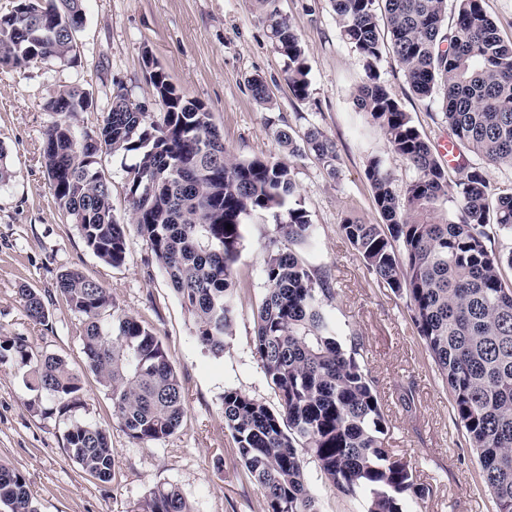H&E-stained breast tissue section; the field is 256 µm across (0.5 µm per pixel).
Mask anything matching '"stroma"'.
<instances>
[{"instance_id":"1","label":"stroma","mask_w":512,"mask_h":512,"mask_svg":"<svg viewBox=\"0 0 512 512\" xmlns=\"http://www.w3.org/2000/svg\"><path fill=\"white\" fill-rule=\"evenodd\" d=\"M275 5L305 49L310 87L303 99L288 86L284 60L259 21L254 0H84L78 64L49 59L22 70L0 65V147L11 170L9 181L0 184V338L22 336L34 354L64 358L83 386L81 406L62 414L50 396L27 385L26 368L0 363V462L26 477L37 512H133L162 484L178 487L194 512L264 510L262 492L224 423L222 396L236 388L268 405L277 403L253 353L254 316L266 288L261 271L276 236L272 216L255 214L242 227L235 329L223 355L215 357L198 344L189 314L130 222L125 169L134 156L102 157L112 182L114 218L126 227V258L116 267L101 261L59 211L42 164L43 134L57 119L45 103L62 87L91 94L92 108L74 120L84 131L101 124L119 85L158 117L144 66L149 55L173 84L207 105L233 155L290 161L313 224V240L299 253L333 283L336 295L326 310L338 339L362 343L359 360L381 394L388 422L386 447L410 459L419 483L429 489L415 512H493L478 479L479 460L453 421L448 391L404 300L376 281L339 231L349 215L371 224L382 221L365 176L371 157L385 158L398 183L412 172L357 110L354 91L366 74L340 35L331 0H276ZM377 70L421 134L440 144L448 135L440 100L416 96L391 51L383 52ZM255 77L267 84L269 102L255 100ZM311 125L335 142L338 179H330L314 157L289 160L272 135L276 127L301 132ZM68 270L108 288L119 311L160 336L184 388L186 416L176 434L146 445L113 418L111 397L87 368L76 337L81 318L56 291L58 275ZM25 286L46 303L48 325L29 319L20 296ZM74 421L107 431L116 450L112 482L85 473L67 450L64 432ZM305 473L321 512H364L360 500L339 493L313 459H306Z\"/></svg>"}]
</instances>
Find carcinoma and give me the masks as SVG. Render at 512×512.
<instances>
[{
	"label": "carcinoma",
	"instance_id": "obj_1",
	"mask_svg": "<svg viewBox=\"0 0 512 512\" xmlns=\"http://www.w3.org/2000/svg\"><path fill=\"white\" fill-rule=\"evenodd\" d=\"M257 2L261 22L287 60L289 87L307 97L300 36L287 17L265 8L271 0ZM456 2L448 28L447 0H332L341 37L366 71L357 108L414 172L399 187L385 161L372 157L366 176L384 223L348 217L339 229L377 282L405 300L448 387L456 426L477 454L480 484L495 512H512V285L502 275L503 265L512 268V250L496 254L485 243L489 224L512 236V193L496 192L487 175L489 165L512 166V42L501 40L483 0ZM84 21L83 0H16L0 15V65L21 70L31 53L76 62L71 32ZM386 45L417 96H441L449 139L477 157L456 164L452 181L439 153L381 81L376 64ZM149 79L160 120L133 110L119 87L98 127V150L135 156L126 170L131 223L191 315L197 340L215 357L234 332L241 228L258 212L276 223L253 346L279 405L272 409L233 388L222 397L225 425L263 491L264 512H319L305 478V453L338 492L360 496L366 512H409V501L424 498L428 488L405 456L384 445L387 420L357 358L360 346H341L325 310L333 296L328 277L291 249L313 228L290 166L234 157L202 101L188 97L159 67ZM85 98L80 88L66 87L46 102L59 120L44 133L42 161L59 210L99 259L119 266L126 231L112 214V182L87 159L89 132L79 134L70 123ZM274 136L290 157L313 155L336 178V144L319 127H307L300 137L278 128ZM450 202L458 211L453 221L438 215ZM57 292L82 316L86 364L110 394L112 415L127 434L149 443L178 431L186 414L183 387L159 337L136 316L117 312L109 289L78 271L61 273ZM20 294L28 317L47 325L41 296L26 287ZM8 359L28 368L30 387L47 393L60 413L81 405V379L64 359L36 355L22 338L0 343V361ZM64 439L85 472L111 482L116 450L104 429L76 421ZM0 509L37 512L25 476L2 464ZM134 512L193 510L177 488L160 485Z\"/></svg>",
	"mask_w": 512,
	"mask_h": 512
}]
</instances>
